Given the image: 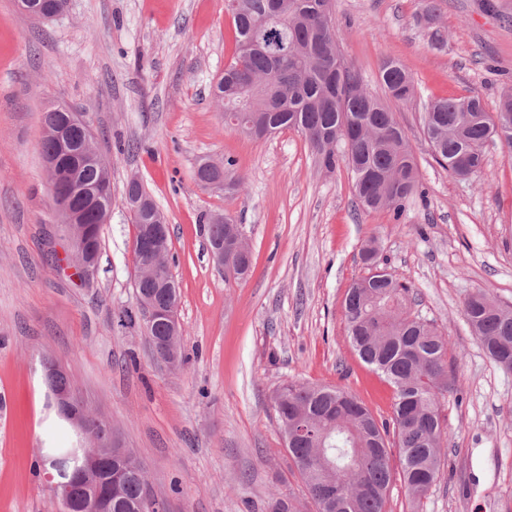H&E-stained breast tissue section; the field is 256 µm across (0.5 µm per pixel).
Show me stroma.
<instances>
[{"mask_svg":"<svg viewBox=\"0 0 512 512\" xmlns=\"http://www.w3.org/2000/svg\"><path fill=\"white\" fill-rule=\"evenodd\" d=\"M436 3L440 51L416 22L423 0L333 2L341 52L371 91H382L387 58L415 82V100L395 112L427 194L396 217L358 209L347 165L321 172L300 132L252 140L225 128L212 96L235 51L224 0H69L44 21L0 0V512H60L35 462L77 436L46 406V357L90 414L112 422L167 512L304 499L275 424L279 385H334L377 417L392 412L393 391L355 355L343 314L373 236L416 314L444 331L454 376L439 477L416 511L393 482L386 512H512V372L463 315L478 287L512 306V154L487 143L482 172L457 178L435 162L422 123L427 102L470 93L495 111L512 82V0ZM56 103L81 114L111 167L112 214L85 280L67 260L40 156L42 113ZM203 157L234 160L237 195L197 183ZM134 177L170 226L188 356L179 368L154 357L135 297L124 201ZM217 212L243 227L246 279L209 257L202 218Z\"/></svg>","mask_w":512,"mask_h":512,"instance_id":"1","label":"stroma"}]
</instances>
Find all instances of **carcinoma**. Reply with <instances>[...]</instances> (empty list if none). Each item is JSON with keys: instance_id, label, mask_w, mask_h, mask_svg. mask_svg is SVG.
<instances>
[{"instance_id": "carcinoma-1", "label": "carcinoma", "mask_w": 512, "mask_h": 512, "mask_svg": "<svg viewBox=\"0 0 512 512\" xmlns=\"http://www.w3.org/2000/svg\"><path fill=\"white\" fill-rule=\"evenodd\" d=\"M225 0L235 34L232 62L219 78L224 94V126L252 138L277 129L301 132L318 166L332 172L343 160L354 176L355 195L365 210L400 211L423 194L418 166L390 103L416 96L413 77L398 61L380 67L385 97L370 94L360 74L342 56L331 0ZM418 21L430 30L435 49L445 45L437 27L435 0ZM500 112L486 110L476 94L436 99L426 106L424 131L437 161L470 174L483 167L486 143L497 136L512 150V117L498 132ZM224 191L241 182L234 161L224 160ZM82 182H111L108 166L89 165ZM209 243L223 242L241 225L206 222ZM368 274L355 281L343 307L347 335L358 358L393 389L392 414L378 420L351 393L333 386L288 383L274 394L276 422L284 433L298 417L311 420L315 436L285 443L291 467L316 512H385L395 479L418 505L437 481L448 431L441 401L449 389L448 342L443 331L411 311L410 288L384 267L378 248L362 251ZM241 279L251 269V253L231 258ZM463 313L483 349L501 367L512 369V306L483 289L468 294ZM398 449L400 470L392 466ZM151 492L145 471L128 474L112 512H138ZM267 512H301L292 498L273 497Z\"/></svg>"}]
</instances>
